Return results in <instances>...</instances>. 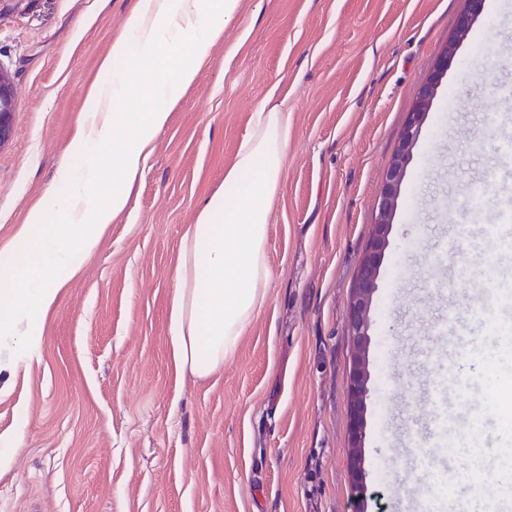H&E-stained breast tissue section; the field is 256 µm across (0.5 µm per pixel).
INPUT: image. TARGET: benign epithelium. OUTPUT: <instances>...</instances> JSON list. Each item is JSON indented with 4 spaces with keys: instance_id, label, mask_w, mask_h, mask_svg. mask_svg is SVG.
<instances>
[{
    "instance_id": "1",
    "label": "benign epithelium",
    "mask_w": 512,
    "mask_h": 512,
    "mask_svg": "<svg viewBox=\"0 0 512 512\" xmlns=\"http://www.w3.org/2000/svg\"><path fill=\"white\" fill-rule=\"evenodd\" d=\"M483 9V0H466V8L460 14L454 36L445 45L425 82L420 86L408 119L401 132L398 146L388 167L378 200L371 237L367 243L362 263L357 272L349 303V332L353 344L350 373V448L351 481L355 496L363 499L367 493L361 477L359 448L365 432V401L369 392L371 312L374 294L378 288L380 267L389 246L393 217L398 206L401 184L407 166L412 159L420 128L426 120L433 100L454 59L459 45L470 33ZM14 89L9 75L0 69V147L8 142L12 131Z\"/></svg>"
}]
</instances>
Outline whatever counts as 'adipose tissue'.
Instances as JSON below:
<instances>
[{
	"label": "adipose tissue",
	"instance_id": "1",
	"mask_svg": "<svg viewBox=\"0 0 512 512\" xmlns=\"http://www.w3.org/2000/svg\"><path fill=\"white\" fill-rule=\"evenodd\" d=\"M241 0H137L124 35L103 64L70 144L75 167L61 168V192L30 210L0 246V370L38 358L45 320L59 294L127 210V185L165 128L169 103L195 82L214 36L232 24ZM150 67L147 106L124 112L134 73ZM123 131L114 140V131ZM292 123L285 100L268 97L251 115L224 190L188 225L172 269L168 349L176 374L203 380L219 372L267 300L270 206L280 191ZM111 182L102 199L93 187Z\"/></svg>",
	"mask_w": 512,
	"mask_h": 512
}]
</instances>
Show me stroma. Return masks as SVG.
I'll use <instances>...</instances> for the list:
<instances>
[{
	"mask_svg": "<svg viewBox=\"0 0 512 512\" xmlns=\"http://www.w3.org/2000/svg\"><path fill=\"white\" fill-rule=\"evenodd\" d=\"M136 0H0V68L12 135L0 147V246L56 192V174ZM466 0H242L196 82L169 107L129 207L60 295L39 359L0 372V512H398L432 439L436 368L417 353L449 309L512 276L479 247L496 202L469 183L512 110V0H485L407 166L371 313L357 503L349 475L351 288L386 170L421 83ZM285 97L292 137L271 205L267 301L207 380L177 375L171 269L204 201L224 189L250 117ZM447 255L433 262L439 243ZM512 438V353L483 350L456 395ZM469 435L435 455L446 493L479 479Z\"/></svg>",
	"mask_w": 512,
	"mask_h": 512,
	"instance_id": "stroma-1",
	"label": "stroma"
}]
</instances>
